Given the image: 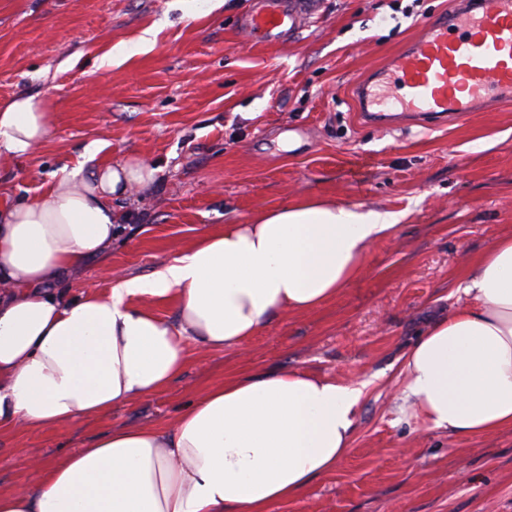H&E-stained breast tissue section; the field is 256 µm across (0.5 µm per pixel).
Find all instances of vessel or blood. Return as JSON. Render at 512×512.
I'll return each mask as SVG.
<instances>
[{
    "label": "vessel or blood",
    "mask_w": 512,
    "mask_h": 512,
    "mask_svg": "<svg viewBox=\"0 0 512 512\" xmlns=\"http://www.w3.org/2000/svg\"><path fill=\"white\" fill-rule=\"evenodd\" d=\"M301 0H257L242 20L249 40L277 45L297 29ZM365 106L386 101L432 123L512 98V0H473L433 19L424 33L397 52L378 90L358 85Z\"/></svg>",
    "instance_id": "1"
}]
</instances>
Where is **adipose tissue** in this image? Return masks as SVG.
Listing matches in <instances>:
<instances>
[{
	"mask_svg": "<svg viewBox=\"0 0 512 512\" xmlns=\"http://www.w3.org/2000/svg\"><path fill=\"white\" fill-rule=\"evenodd\" d=\"M33 95L0 103V165L50 139ZM54 175L44 193L0 204V433L50 431L165 387L192 350L237 348L274 317L308 314L362 275L399 214L297 196L195 239L142 277L70 297L59 284L103 255L123 203L157 162L128 157ZM465 302L400 358V408L456 436L512 429V233L466 269ZM172 303L174 319L155 306ZM362 386L299 370L225 378L168 426L114 428L55 462L31 458L0 512H267L335 469L355 431Z\"/></svg>",
	"mask_w": 512,
	"mask_h": 512,
	"instance_id": "obj_1",
	"label": "adipose tissue"
}]
</instances>
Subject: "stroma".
<instances>
[{
  "mask_svg": "<svg viewBox=\"0 0 512 512\" xmlns=\"http://www.w3.org/2000/svg\"><path fill=\"white\" fill-rule=\"evenodd\" d=\"M453 0H307L300 32L258 45L252 0L190 16L182 0H0V101H47L52 139L8 168L0 201L43 193L85 144L160 161L111 251L64 289L146 276L217 226L295 195L404 213L394 239L325 306L240 348L194 355L164 389L54 431L0 435V488L127 424L162 427L231 374L295 369L364 384L345 458L268 512H512V431L451 436L401 414L397 359L464 300L468 259L512 232V102L444 128L361 124L355 86ZM139 44L137 54L125 53Z\"/></svg>",
  "mask_w": 512,
  "mask_h": 512,
  "instance_id": "1",
  "label": "stroma"
}]
</instances>
